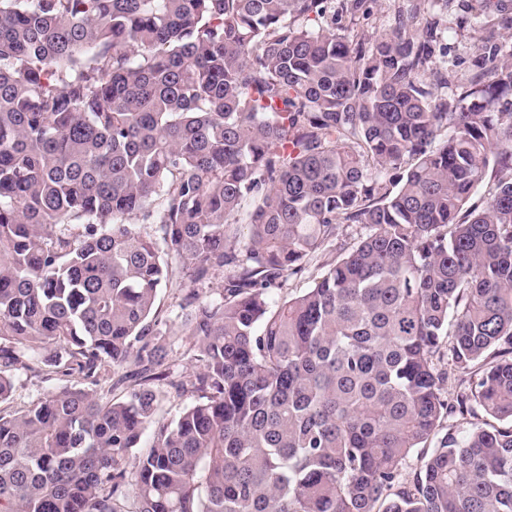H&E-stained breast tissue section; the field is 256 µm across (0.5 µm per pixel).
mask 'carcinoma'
Wrapping results in <instances>:
<instances>
[{"label": "carcinoma", "mask_w": 512, "mask_h": 512, "mask_svg": "<svg viewBox=\"0 0 512 512\" xmlns=\"http://www.w3.org/2000/svg\"><path fill=\"white\" fill-rule=\"evenodd\" d=\"M369 2L0 0V512H512V42ZM408 4L407 0H374L370 5V15L357 26V30L374 32L394 26L398 11L404 10ZM471 0H451L448 12L438 13L441 49L437 63L448 68V95L468 82L474 72L473 44L485 35L488 20L470 9ZM360 234V229L357 228L355 225H344L339 230V237L338 242L336 245V252H334L331 256H326L322 258H318L317 261H313L309 266L308 269L299 276H294L287 281L285 289L283 290L284 296L288 295H294L296 293H299L303 291L306 288H309L313 285L314 279L318 277V275L322 272V270L319 268L321 263L325 260L332 261L334 260L338 254H339V246L340 244H345L346 247L352 245L355 239H357L358 235ZM356 241V240H355ZM187 282L183 274L178 269H174L172 279L168 283L166 289L163 290L159 297L158 304L162 307V313L170 323L175 320V317L180 313L179 302L181 298V288L185 287ZM15 392L14 406L25 407L37 402L44 397L46 393L52 389L53 384L41 383L38 379L30 377L25 372H14Z\"/></svg>", "instance_id": "cac0c4a2"}]
</instances>
